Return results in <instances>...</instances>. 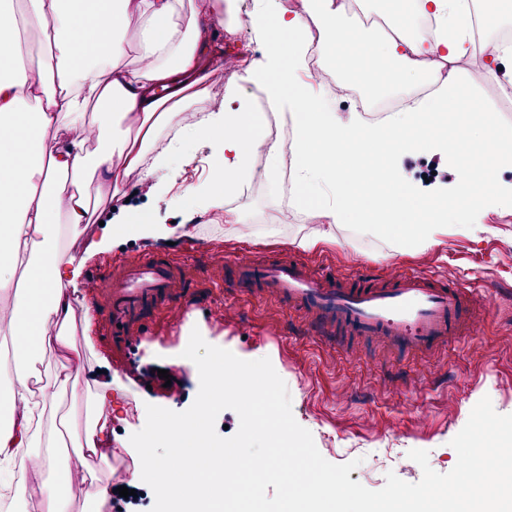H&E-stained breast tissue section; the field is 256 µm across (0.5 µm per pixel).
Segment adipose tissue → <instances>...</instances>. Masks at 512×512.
<instances>
[{
  "mask_svg": "<svg viewBox=\"0 0 512 512\" xmlns=\"http://www.w3.org/2000/svg\"><path fill=\"white\" fill-rule=\"evenodd\" d=\"M237 0H207L189 21H182L180 0H20L19 7H0V14H20L49 30L50 72L32 77L17 47L15 27L0 23V291L15 290L10 326L13 352L6 366L10 385L0 390V502L25 512L33 475H42V495L58 502L68 495L70 465L61 463L56 448L59 430L47 415L56 393L41 386L43 354L55 347L69 359L72 347L65 328L74 315L69 292L81 266L63 259L59 240L64 231L89 223L88 198L53 190L57 176L82 181L98 176L102 188L117 190L114 165L134 169L152 158L161 165L165 152H154L153 128L174 120L184 100H191L200 118L179 127L178 137L204 132L218 141L220 184L225 198L244 191L253 175L257 145L270 159L278 143L263 132L267 111L290 118L295 136V174L289 184L270 183L286 192L289 207L301 216L318 213L328 224L358 219L362 227L399 228L395 250L430 247L434 234L449 218L468 224L480 213L512 208V182L498 178L512 165V134L503 132L493 113L481 104L475 89L452 67L470 52V0H392L399 18L393 36L374 43L352 10L350 0H303L302 12H287L280 0H250L248 23L261 46L245 70V82L257 86L267 103L259 110L237 85L224 89L226 107L207 111L206 81L216 55L215 29L236 18ZM137 17V60L127 59L121 25ZM319 39L324 64L337 83L357 89L362 97L389 94L397 86L426 83V98H407L401 112L384 122L356 116L341 122L318 94L307 74L312 39ZM46 85L39 107L27 109L22 87L31 79ZM100 115L96 152L84 136H48L47 131L69 118L85 123L89 103ZM132 113L141 123L136 132L121 126ZM482 132L487 145L483 175L439 184L421 192L399 168V157L426 149L447 155L448 127L459 114ZM365 166L377 179H353L351 169ZM43 240L29 261L23 289H14L18 248L31 233ZM56 333H48V323ZM111 382L99 383L85 395L86 426L75 455L85 471L92 512H101L105 488L88 471L89 459L108 461L113 453L108 416Z\"/></svg>",
  "mask_w": 512,
  "mask_h": 512,
  "instance_id": "1",
  "label": "adipose tissue"
}]
</instances>
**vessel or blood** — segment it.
Segmentation results:
<instances>
[{
	"instance_id": "obj_1",
	"label": "vessel or blood",
	"mask_w": 512,
	"mask_h": 512,
	"mask_svg": "<svg viewBox=\"0 0 512 512\" xmlns=\"http://www.w3.org/2000/svg\"><path fill=\"white\" fill-rule=\"evenodd\" d=\"M188 271V264L146 253L113 260L105 275L94 278L90 295L105 314L116 351L127 353L154 314L170 316L192 306ZM218 279L239 297L279 302L309 334L346 352L371 338L427 356L471 335L478 323V285L432 273L347 277L294 257L249 256L227 262Z\"/></svg>"
}]
</instances>
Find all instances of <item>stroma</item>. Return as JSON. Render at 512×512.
Returning <instances> with one entry per match:
<instances>
[{
  "label": "stroma",
  "instance_id": "1",
  "mask_svg": "<svg viewBox=\"0 0 512 512\" xmlns=\"http://www.w3.org/2000/svg\"><path fill=\"white\" fill-rule=\"evenodd\" d=\"M448 138L461 145L457 164L441 172L442 179L452 183L460 174L476 173L483 141L462 120L449 128ZM168 144L167 166L149 176L158 191L141 206L144 223L168 227L163 237L141 236L140 224L132 223L123 236L102 240V219L133 190L140 170L119 172L117 195H98L94 178L77 185L61 177L55 185L65 195L85 192L91 221L68 242L69 253L83 264L82 283L71 291L75 316L66 327L82 365L74 367L50 349L44 366L53 375H77L83 386L93 385L106 370L122 387V394L112 398V410L124 430L119 452L109 462H90L104 486H111L117 475L132 476L137 458L129 436L144 427L147 405L181 412L198 393L196 376L187 369L182 372L181 399L141 388L123 372L125 359L113 351L100 312L84 314L90 306L86 281L102 274L112 259H132L158 245L168 247L173 259L191 263L197 304L180 321L155 316L137 348L139 364L178 365L195 328L209 344L241 359L269 358L287 385L295 420L312 433L321 455L335 464L358 460L351 481L372 490L381 489L390 472L409 483L420 481L422 470L408 457L413 449L428 451L435 471L449 472L457 461L450 442L481 398H490L496 412L512 414V210L487 211L479 223L467 226L449 222L427 250L395 252L390 248L393 234L387 230L363 233L352 223H305L289 208L287 197L272 192L264 180L226 200L209 164L215 148L212 138L199 133L169 139ZM229 208L241 215V223L212 220V213ZM296 235L319 237V244L299 257L328 272L432 270L483 282L486 308L476 334L429 358L392 353L369 342L356 345L351 353L334 351L309 336L283 305L235 300L213 283V268L225 260L293 251L290 239Z\"/></svg>",
  "mask_w": 512,
  "mask_h": 512
}]
</instances>
